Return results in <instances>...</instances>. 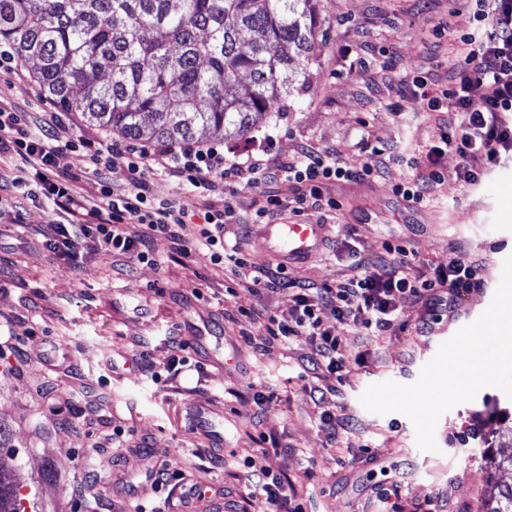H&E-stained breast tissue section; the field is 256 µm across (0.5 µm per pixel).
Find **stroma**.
<instances>
[{"mask_svg": "<svg viewBox=\"0 0 512 512\" xmlns=\"http://www.w3.org/2000/svg\"><path fill=\"white\" fill-rule=\"evenodd\" d=\"M454 6V0H319L318 51L303 67L305 87L293 92L290 110L271 108L249 139L225 138V153L262 146L288 157L310 145L333 150L338 166L358 169L369 157L367 141L390 149L435 144L440 113L401 119L386 105L398 96L399 72L446 82L468 24L467 16H451ZM444 18L448 29L435 35ZM382 46L398 72L373 62ZM0 97L31 128L54 109L32 79L10 68L0 69ZM460 163L456 153L442 157L443 177L430 184L425 207L394 194L413 173L393 160L376 176L329 183L341 205L326 218L330 241L355 242L369 263L387 241L406 246L420 262L444 266L452 255L473 260L482 282L461 292L447 315H433L421 301L405 304L406 327L391 336L357 334L323 310V322L335 327L346 349L365 355L338 376L308 371L304 342H252L258 326L246 310L287 313L292 301L282 288L253 293L201 253L180 263L161 235L152 242L155 264L98 252L83 256L76 269L40 246L56 220L51 206L23 202V225L0 223V336L15 339V370L0 372V423L11 434L0 460L31 512H126V497L113 486L116 474L90 476L84 469L96 443L108 439L121 457L119 472L139 473L151 460L169 458L185 482L223 490L230 501L245 497L251 467L286 473L306 512H388L386 492L396 493L402 512H474L488 483H512V472L492 462L512 451V399L502 390L483 388L445 412L434 452L418 447L409 417L369 412L359 400L373 384L413 383L439 346L491 302L512 254V161L476 186L457 180ZM350 273L326 248L287 269L289 281L317 287ZM205 333L217 336L219 346H197L196 336ZM174 341L186 342L189 359L177 372L167 368ZM142 354L159 381L138 368ZM88 388L100 399L98 421L83 422L76 402L44 416L46 395L63 398ZM261 388L274 396L259 405L253 392ZM201 403L224 414L222 451L186 421L187 410ZM480 411L501 414L484 443L465 435ZM326 412L340 420L332 437L319 426ZM264 435L287 455H262Z\"/></svg>", "mask_w": 512, "mask_h": 512, "instance_id": "stroma-1", "label": "stroma"}]
</instances>
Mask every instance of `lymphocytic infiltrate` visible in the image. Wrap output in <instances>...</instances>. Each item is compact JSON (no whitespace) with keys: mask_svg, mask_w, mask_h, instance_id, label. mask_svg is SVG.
Segmentation results:
<instances>
[{"mask_svg":"<svg viewBox=\"0 0 512 512\" xmlns=\"http://www.w3.org/2000/svg\"><path fill=\"white\" fill-rule=\"evenodd\" d=\"M459 9L468 14L469 25L459 37L460 61L449 72L447 83L424 75L403 76L399 99L388 105L398 116L410 105L447 115L436 144L396 156L398 162L416 171L417 177L396 186L394 192L416 204L427 202V186L440 179L439 164L446 152H456L462 158L456 176L468 184L481 182L488 171L512 158V0H460ZM456 112L462 114V121H453ZM74 146L86 153L84 174L99 187L98 203L87 204L74 190L75 176L57 169L59 152ZM5 156L17 164L13 189L38 186L65 214L64 222L50 225L42 242L56 257L74 263L84 250L112 251L151 264L155 258L149 240L152 235H163L176 241L178 254L186 259L199 249H208L212 262L230 265L236 278L257 290L283 283L284 268L255 265L239 246L225 245V225L240 221L235 203L239 184L258 186L252 221L271 224L287 214L336 210V199L325 191L329 182L357 180L377 171L369 163L358 170L337 166L331 151L313 147L301 149L289 159L255 149L230 158L223 147L196 142L145 146L111 141L77 132L66 112L42 113L40 126L33 132L24 127L19 113L0 105V158ZM118 164L128 173L122 189L112 187L108 180L110 169ZM158 175L220 194V204L204 205L194 238L182 237L186 215L175 201L153 202L151 182ZM282 181L296 183L293 199L279 196L276 186ZM131 224L142 225L143 233L129 234ZM384 249L387 261L371 267L356 247H347L354 275L320 287L294 288L293 304L286 315L264 316L262 343L304 340L314 368L337 374L349 354L342 337L324 325L323 308H330L339 323L382 334L403 329L399 309L404 303L425 298L431 309L449 313L460 289L481 285L473 261L452 257L447 267L424 271L413 265L405 246L388 243ZM248 481L249 505L264 512H304L302 503L288 490L287 476L262 467L251 471ZM146 485L155 489L178 485L183 494L200 500L205 497L201 485L184 484L181 470L170 459L121 481L132 500Z\"/></svg>","mask_w":512,"mask_h":512,"instance_id":"lymphocytic-infiltrate-1","label":"lymphocytic infiltrate"}]
</instances>
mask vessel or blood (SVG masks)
<instances>
[{
  "instance_id": "obj_1",
  "label": "vessel or blood",
  "mask_w": 512,
  "mask_h": 512,
  "mask_svg": "<svg viewBox=\"0 0 512 512\" xmlns=\"http://www.w3.org/2000/svg\"><path fill=\"white\" fill-rule=\"evenodd\" d=\"M325 225L305 220L282 219L257 227V236L267 253L283 264L295 265L311 258L322 246ZM191 425L206 434L213 447L224 445V425L210 405L199 404L189 415Z\"/></svg>"
}]
</instances>
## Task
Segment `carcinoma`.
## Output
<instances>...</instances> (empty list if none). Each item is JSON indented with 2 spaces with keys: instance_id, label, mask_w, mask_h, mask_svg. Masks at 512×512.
<instances>
[{
  "instance_id": "1",
  "label": "carcinoma",
  "mask_w": 512,
  "mask_h": 512,
  "mask_svg": "<svg viewBox=\"0 0 512 512\" xmlns=\"http://www.w3.org/2000/svg\"><path fill=\"white\" fill-rule=\"evenodd\" d=\"M317 2L0 0V43L56 106L129 140L243 138L272 103L290 109L296 57L317 50ZM0 512H20L1 462ZM476 512H512V484L490 485Z\"/></svg>"
}]
</instances>
